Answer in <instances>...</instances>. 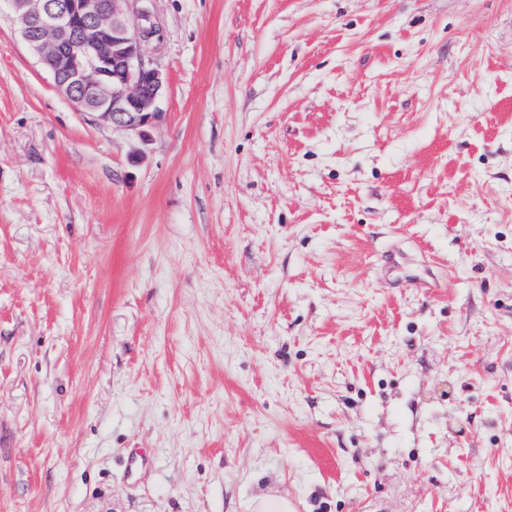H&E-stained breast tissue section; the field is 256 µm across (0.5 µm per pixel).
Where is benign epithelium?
<instances>
[{"label":"benign epithelium","instance_id":"benign-epithelium-1","mask_svg":"<svg viewBox=\"0 0 512 512\" xmlns=\"http://www.w3.org/2000/svg\"><path fill=\"white\" fill-rule=\"evenodd\" d=\"M55 86L79 111L145 139L168 76L144 47L163 32L152 0H0Z\"/></svg>","mask_w":512,"mask_h":512}]
</instances>
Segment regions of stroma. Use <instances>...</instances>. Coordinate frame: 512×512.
Returning a JSON list of instances; mask_svg holds the SVG:
<instances>
[{
	"label": "stroma",
	"mask_w": 512,
	"mask_h": 512,
	"mask_svg": "<svg viewBox=\"0 0 512 512\" xmlns=\"http://www.w3.org/2000/svg\"><path fill=\"white\" fill-rule=\"evenodd\" d=\"M148 139L0 13V512H512V0H152Z\"/></svg>",
	"instance_id": "1"
}]
</instances>
